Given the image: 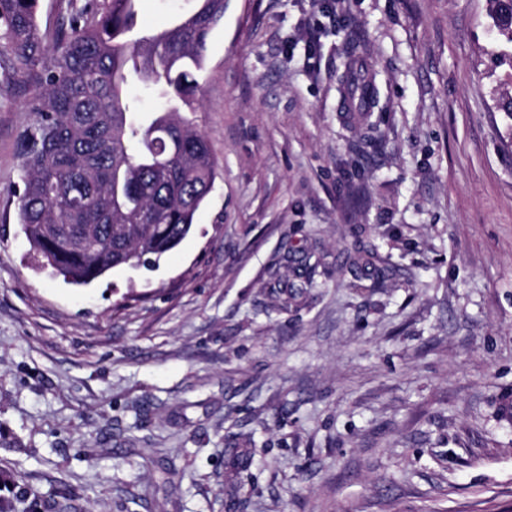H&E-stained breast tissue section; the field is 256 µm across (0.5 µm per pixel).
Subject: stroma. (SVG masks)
Here are the masks:
<instances>
[{
  "instance_id": "1",
  "label": "stroma",
  "mask_w": 512,
  "mask_h": 512,
  "mask_svg": "<svg viewBox=\"0 0 512 512\" xmlns=\"http://www.w3.org/2000/svg\"><path fill=\"white\" fill-rule=\"evenodd\" d=\"M193 7L136 0L137 26ZM199 82L220 176L193 233L82 287L20 232L25 95L0 85V512H512V46L487 0H224Z\"/></svg>"
}]
</instances>
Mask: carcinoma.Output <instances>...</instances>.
Masks as SVG:
<instances>
[{"label": "carcinoma", "mask_w": 512, "mask_h": 512, "mask_svg": "<svg viewBox=\"0 0 512 512\" xmlns=\"http://www.w3.org/2000/svg\"><path fill=\"white\" fill-rule=\"evenodd\" d=\"M135 0H66L45 54L38 0H0V80L22 87L31 123L17 158L19 224L38 261L75 285L117 268H148L187 238L218 176L197 110L208 40L224 0L161 29L136 31ZM512 44V0H488ZM164 103L136 117L126 86Z\"/></svg>", "instance_id": "carcinoma-1"}]
</instances>
